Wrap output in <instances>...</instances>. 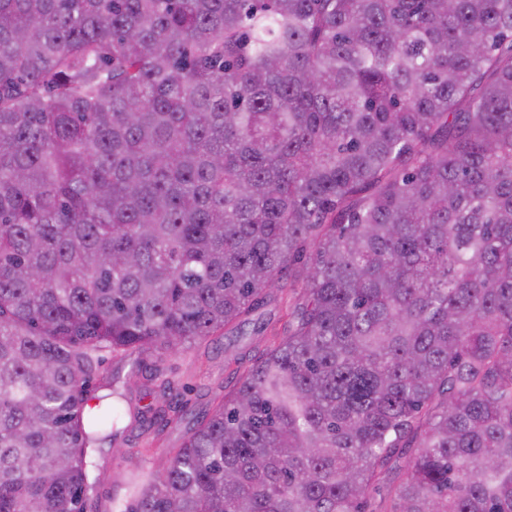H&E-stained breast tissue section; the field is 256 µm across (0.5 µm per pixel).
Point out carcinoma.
<instances>
[{"instance_id": "carcinoma-1", "label": "carcinoma", "mask_w": 512, "mask_h": 512, "mask_svg": "<svg viewBox=\"0 0 512 512\" xmlns=\"http://www.w3.org/2000/svg\"><path fill=\"white\" fill-rule=\"evenodd\" d=\"M287 284L127 512H512V0H0V512Z\"/></svg>"}]
</instances>
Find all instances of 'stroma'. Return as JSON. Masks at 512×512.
Instances as JSON below:
<instances>
[{
  "mask_svg": "<svg viewBox=\"0 0 512 512\" xmlns=\"http://www.w3.org/2000/svg\"><path fill=\"white\" fill-rule=\"evenodd\" d=\"M295 300V294L286 290L263 307L268 327L260 336L249 332L211 336L189 349L164 355L103 353L101 373L92 380L90 392L105 394L106 383L115 382L124 395L123 419L112 450L94 458L100 481L87 512H124L126 499L114 498L113 493L128 471L166 464L187 430L211 414L233 389L238 371L284 335L286 310Z\"/></svg>",
  "mask_w": 512,
  "mask_h": 512,
  "instance_id": "1",
  "label": "stroma"
}]
</instances>
